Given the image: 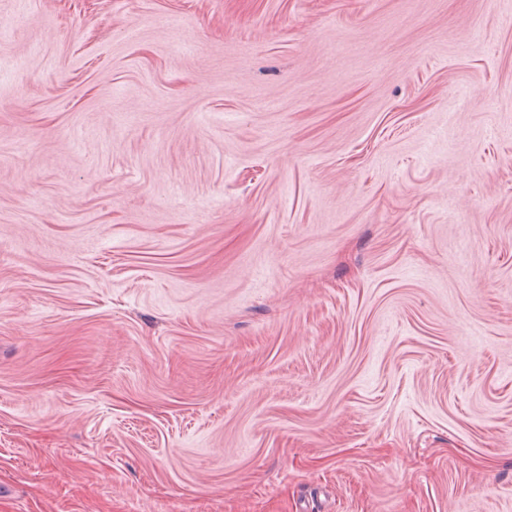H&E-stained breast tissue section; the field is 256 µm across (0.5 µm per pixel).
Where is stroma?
Returning <instances> with one entry per match:
<instances>
[{
    "mask_svg": "<svg viewBox=\"0 0 512 512\" xmlns=\"http://www.w3.org/2000/svg\"><path fill=\"white\" fill-rule=\"evenodd\" d=\"M0 512H512V0H0Z\"/></svg>",
    "mask_w": 512,
    "mask_h": 512,
    "instance_id": "obj_1",
    "label": "stroma"
}]
</instances>
